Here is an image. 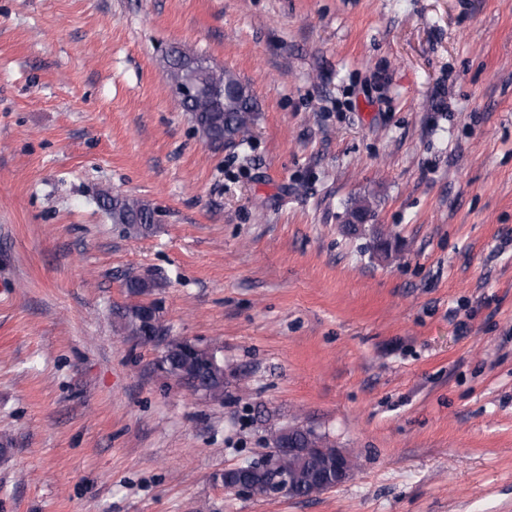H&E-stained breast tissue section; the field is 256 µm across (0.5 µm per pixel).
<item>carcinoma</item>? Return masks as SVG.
<instances>
[{"mask_svg":"<svg viewBox=\"0 0 512 512\" xmlns=\"http://www.w3.org/2000/svg\"><path fill=\"white\" fill-rule=\"evenodd\" d=\"M200 61L201 57L179 50L172 51L167 57L168 75L173 86H178L187 73L194 72L207 88L204 94L181 99L184 111L192 114L197 133L210 144L247 141L256 121V107L248 85L234 72L218 70L209 64L201 66ZM100 198L112 223L124 225L129 236L140 238L152 233L155 210L149 204L119 193L104 192ZM125 289L130 302L115 310L118 328L124 335L148 345L153 339L144 322V314L157 308V304L145 302L142 297L152 293V284L129 277ZM155 367L164 370L167 376L196 396L214 402L224 400V361L216 348L197 349L189 356L183 352L181 344L172 342L162 349ZM286 436L301 448L317 446L322 449L316 458L295 455L282 460L281 468L292 473L299 493L310 496L335 487L333 478L314 480L317 465L336 460V448L329 436L313 428L293 426L275 432L271 445H278ZM234 475L235 481L242 480L250 486L256 498L267 496L275 478L268 467L259 463L247 465Z\"/></svg>","mask_w":512,"mask_h":512,"instance_id":"obj_1","label":"carcinoma"}]
</instances>
